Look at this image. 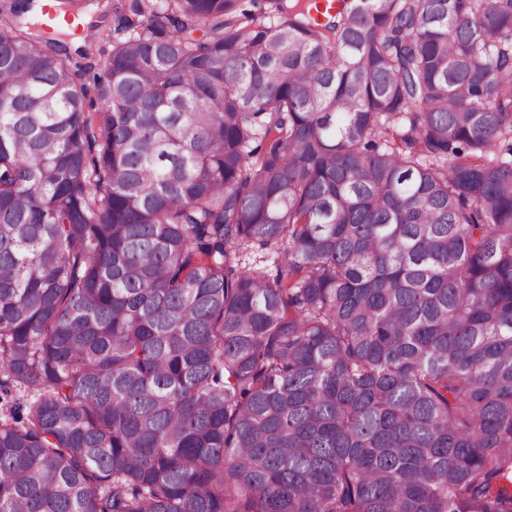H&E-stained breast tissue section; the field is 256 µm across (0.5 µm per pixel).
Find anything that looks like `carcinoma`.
<instances>
[{
	"label": "carcinoma",
	"instance_id": "cac0c4a2",
	"mask_svg": "<svg viewBox=\"0 0 512 512\" xmlns=\"http://www.w3.org/2000/svg\"><path fill=\"white\" fill-rule=\"evenodd\" d=\"M236 2L0 6V512H512V0ZM272 13L268 0H238L233 19L239 26L250 25L253 20L273 24L276 18ZM87 27L88 26H86L84 29L82 27L80 28L78 32L80 35L76 36L79 37L80 40L77 42L76 45H73L71 42L73 36H69L68 34H63L59 32L55 35V37L59 39L61 41V45H64L67 49V53L63 55V58L67 64L74 66L79 64H87L89 62L93 64L98 63L99 66H96V68L91 73L100 72V65L102 64V62H100L101 56L98 54V42H95L92 45V47H90V44L87 41H85L84 35L86 33ZM84 48H86L90 53L93 52V54L89 55V59L83 58V56H81L78 53V51Z\"/></svg>",
	"mask_w": 512,
	"mask_h": 512
}]
</instances>
